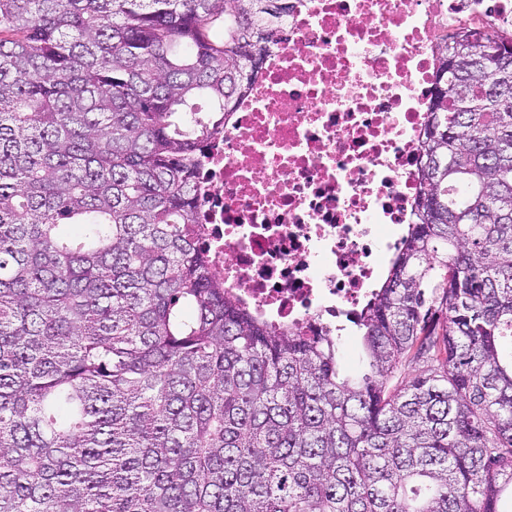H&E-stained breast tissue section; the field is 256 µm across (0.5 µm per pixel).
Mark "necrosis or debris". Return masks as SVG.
Here are the masks:
<instances>
[{"label": "necrosis or debris", "instance_id": "obj_1", "mask_svg": "<svg viewBox=\"0 0 512 512\" xmlns=\"http://www.w3.org/2000/svg\"><path fill=\"white\" fill-rule=\"evenodd\" d=\"M512 35V0H288L196 180L225 291L279 329L339 333L402 247L451 31Z\"/></svg>", "mask_w": 512, "mask_h": 512}]
</instances>
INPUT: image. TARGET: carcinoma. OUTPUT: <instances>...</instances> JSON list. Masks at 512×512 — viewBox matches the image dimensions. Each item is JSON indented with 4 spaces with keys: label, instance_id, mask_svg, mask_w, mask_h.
<instances>
[{
    "label": "carcinoma",
    "instance_id": "carcinoma-1",
    "mask_svg": "<svg viewBox=\"0 0 512 512\" xmlns=\"http://www.w3.org/2000/svg\"><path fill=\"white\" fill-rule=\"evenodd\" d=\"M287 11L0 0V512H512V39L439 50L349 376L197 245L196 160Z\"/></svg>",
    "mask_w": 512,
    "mask_h": 512
}]
</instances>
